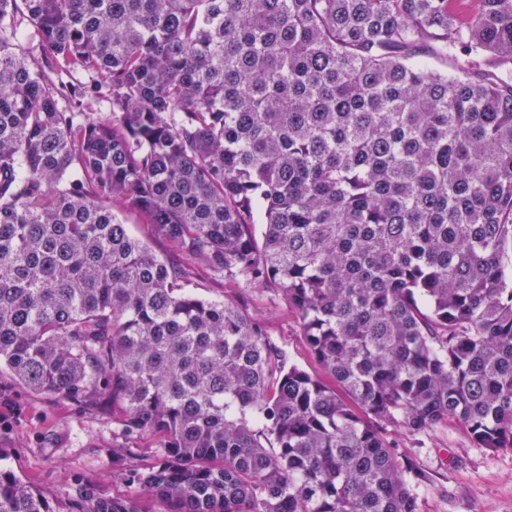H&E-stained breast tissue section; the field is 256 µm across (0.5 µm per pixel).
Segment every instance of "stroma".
Wrapping results in <instances>:
<instances>
[{"label":"stroma","instance_id":"obj_1","mask_svg":"<svg viewBox=\"0 0 512 512\" xmlns=\"http://www.w3.org/2000/svg\"><path fill=\"white\" fill-rule=\"evenodd\" d=\"M116 218L152 252L183 267L186 287L197 296L234 300L266 326L270 340L291 363L310 372L319 367L300 333L295 311L265 287H239L184 256L172 243L154 236L137 213L115 208ZM384 437L399 460L420 473L412 481L418 512H512V448L476 447L468 432L448 421L414 436L392 425ZM122 456H114V449ZM161 442L125 436L112 418L111 406L78 403L40 393L0 373V467L64 507L77 482L94 484L107 496H140L125 479L126 470L160 458Z\"/></svg>","mask_w":512,"mask_h":512}]
</instances>
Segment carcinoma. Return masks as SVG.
Returning <instances> with one entry per match:
<instances>
[{
    "mask_svg": "<svg viewBox=\"0 0 512 512\" xmlns=\"http://www.w3.org/2000/svg\"><path fill=\"white\" fill-rule=\"evenodd\" d=\"M461 2L0 0V369L163 445L156 510L0 469V512H417L382 425L512 447V0ZM117 204L281 293L323 376Z\"/></svg>",
    "mask_w": 512,
    "mask_h": 512,
    "instance_id": "obj_1",
    "label": "carcinoma"
}]
</instances>
